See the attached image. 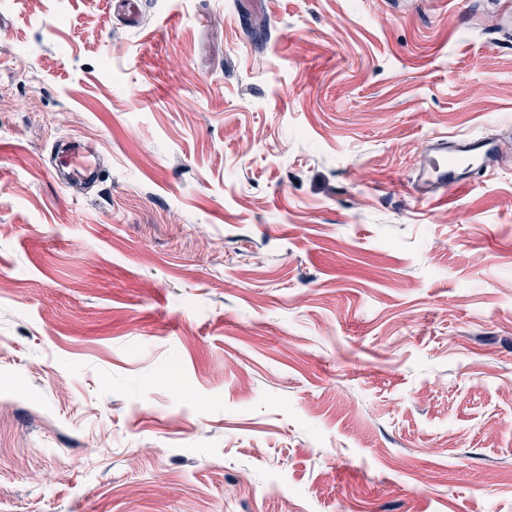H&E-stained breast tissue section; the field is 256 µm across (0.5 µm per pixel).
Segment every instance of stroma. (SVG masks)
Wrapping results in <instances>:
<instances>
[{
	"mask_svg": "<svg viewBox=\"0 0 512 512\" xmlns=\"http://www.w3.org/2000/svg\"><path fill=\"white\" fill-rule=\"evenodd\" d=\"M498 2L0 0V512H512ZM448 146L455 148L458 155H448L442 163H438L429 155L424 159L418 190L421 197L427 201L447 199V189L450 192L457 186L455 172L461 163L468 161L467 158L473 159L470 167H475L485 174L492 170L500 154L498 144L485 137L456 138V136H448V138L438 140L436 144V148L446 151ZM436 189L442 191L440 196H436ZM98 153L90 146L72 143L65 151L66 165L74 176L91 181L96 177V159Z\"/></svg>",
	"mask_w": 512,
	"mask_h": 512,
	"instance_id": "obj_1",
	"label": "stroma"
}]
</instances>
